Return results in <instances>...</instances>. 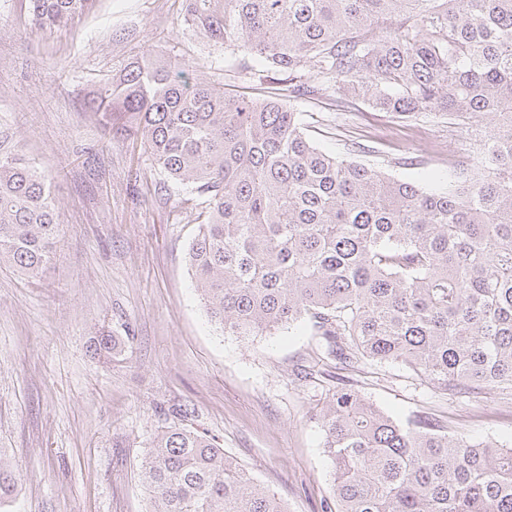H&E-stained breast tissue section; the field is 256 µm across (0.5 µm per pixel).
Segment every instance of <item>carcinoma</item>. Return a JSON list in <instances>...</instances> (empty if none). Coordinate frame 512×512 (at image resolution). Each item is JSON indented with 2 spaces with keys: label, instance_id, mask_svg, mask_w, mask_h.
<instances>
[{
  "label": "carcinoma",
  "instance_id": "obj_1",
  "mask_svg": "<svg viewBox=\"0 0 512 512\" xmlns=\"http://www.w3.org/2000/svg\"><path fill=\"white\" fill-rule=\"evenodd\" d=\"M93 3L25 0L41 29ZM181 23L289 82L249 97L149 53L89 102L192 195L187 262L211 321L245 337L306 320L352 371L393 362L443 390L512 388V0H185ZM329 93L399 119L442 112L498 156L441 192L330 156L286 103ZM60 231L45 176L0 145V260L35 277ZM320 422L324 512H512V448L403 426L353 386ZM141 481L154 512H288L186 426L150 440ZM17 483L0 459L1 507Z\"/></svg>",
  "mask_w": 512,
  "mask_h": 512
}]
</instances>
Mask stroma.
I'll list each match as a JSON object with an SVG mask.
<instances>
[{
    "mask_svg": "<svg viewBox=\"0 0 512 512\" xmlns=\"http://www.w3.org/2000/svg\"><path fill=\"white\" fill-rule=\"evenodd\" d=\"M182 0H96L60 30H34L0 0V135L38 162L61 234L35 278L0 261V457L19 477L0 512H151L146 445L188 424L215 438L289 512H322L330 464L317 415L353 385L394 420L430 417L448 434L512 447V390L445 391L404 365L345 369L309 323L222 335L194 288L188 194L155 172L139 141L108 139L85 99L132 58L155 53L259 92L260 62L180 25ZM331 155L390 164L429 189L475 156L438 112L402 120L363 102L294 98ZM125 341L104 349V336Z\"/></svg>",
    "mask_w": 512,
    "mask_h": 512,
    "instance_id": "stroma-1",
    "label": "stroma"
}]
</instances>
